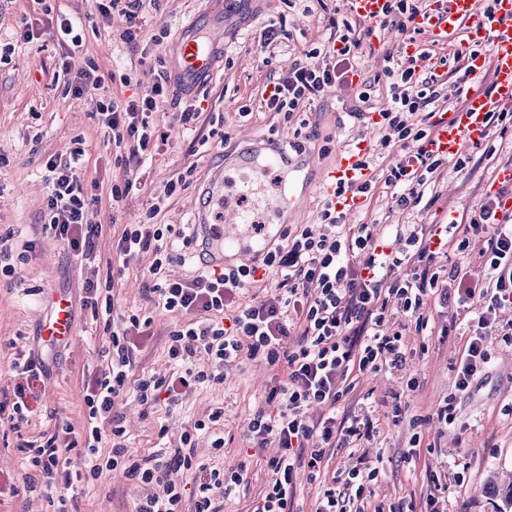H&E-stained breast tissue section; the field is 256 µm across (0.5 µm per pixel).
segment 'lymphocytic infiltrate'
<instances>
[{
  "label": "lymphocytic infiltrate",
  "instance_id": "f902f5d3",
  "mask_svg": "<svg viewBox=\"0 0 512 512\" xmlns=\"http://www.w3.org/2000/svg\"><path fill=\"white\" fill-rule=\"evenodd\" d=\"M343 29L338 42L310 50L313 64H295L287 80L273 83L263 98L268 111L292 119L303 103L355 73L354 62L369 44L373 29L349 22ZM431 62L428 51H403L383 69L391 103L380 112L379 144L400 153L384 183L394 189L395 205L402 211L421 203L429 175L442 165L441 157L425 149L431 128L420 117L431 101L429 81L421 72ZM171 95L162 73L151 96L123 99L102 94L100 120L115 147L128 148L135 156L161 153L167 137L156 114ZM46 168L50 193L43 230L73 255L90 259L103 231L89 219L100 198L74 178L70 162L51 160ZM319 219L316 232L299 225L285 229L282 244L267 251L259 265H230L220 273L204 271L186 281L162 276L166 265L185 259L171 225L147 221L125 227L116 253L127 260L152 252L149 272L157 305L181 317L167 333L173 369L166 376L131 379L139 352L136 339L146 334L151 321L135 313L122 317L110 337L109 364L86 383L81 437H74L72 427L65 425L24 445L26 463L44 485L67 489L96 480L103 470L119 468L143 489L132 512H222L221 499L246 481L247 465L201 464L196 448L205 436L213 450H223V409L189 425L173 456L162 462L129 453L126 430L114 407L130 390L149 407L161 396L176 398L184 388L220 385L233 365L260 359L271 366L286 364L287 373L249 421L247 440L252 449L264 448L271 440L279 448L266 463L270 478L255 512H294L292 487L298 465L317 472L328 450L358 446L376 431L373 419L347 397L355 377L404 367L403 332L389 326L393 306L414 318L419 333L427 329V310L435 301L455 305L465 322L468 334L454 363V389L436 412L445 424H454L458 400L489 368L496 342H512V322L501 323L498 317L503 308H512V211H504L500 197L494 196L464 224H350L328 206ZM477 239L484 246L479 252L482 270L476 274L468 259ZM450 252L457 255V263L442 266V256ZM260 272L282 274L283 296L241 301L243 290ZM289 338L294 341L290 347L285 344ZM107 433L112 449L104 458L98 450ZM75 450L86 459L84 470L68 464ZM172 469L198 473L193 495L167 480ZM343 474L341 485L326 486L316 512H346L347 503L363 499L382 471L347 466Z\"/></svg>",
  "mask_w": 512,
  "mask_h": 512
}]
</instances>
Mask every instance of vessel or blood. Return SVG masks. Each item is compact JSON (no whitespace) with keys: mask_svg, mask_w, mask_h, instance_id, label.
I'll list each match as a JSON object with an SVG mask.
<instances>
[{"mask_svg":"<svg viewBox=\"0 0 512 512\" xmlns=\"http://www.w3.org/2000/svg\"><path fill=\"white\" fill-rule=\"evenodd\" d=\"M386 0H350V9L361 19L375 22L383 12ZM421 28L433 40L441 41L466 31L461 44L466 66L472 75H480L485 67L493 69V88L487 94H472L462 109L451 112L436 125L426 149L440 157H456L463 146L482 142L488 132L487 115L512 106V0H498L495 9L478 15L476 0H436L425 16L419 17ZM227 32L223 23L190 28L179 48L178 85L193 89L206 81L215 66V48L224 43ZM491 45V54H484V45ZM371 151L368 141L360 140L344 147L335 164L323 171L318 184L323 195L337 212L351 215L361 209L364 198L352 191L353 185L372 178L366 165ZM276 169L288 175V201L281 204L264 199L256 182L258 172ZM312 172L309 157H291L276 142L257 146L233 163L223 165L208 181L198 198L190 226L192 248L202 265L223 267L229 258L257 256L259 249L271 247L284 226L281 219L285 207L297 204L304 195ZM237 187L239 196L251 199L254 208L271 213L272 223L256 225L246 210L225 201L223 209L213 210L220 190ZM232 223H225V215ZM52 314L43 327L49 341H64L74 336L70 303L66 296L53 295Z\"/></svg>","mask_w":512,"mask_h":512,"instance_id":"1","label":"vessel or blood"}]
</instances>
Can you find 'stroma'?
Returning <instances> with one entry per match:
<instances>
[{
    "label": "stroma",
    "instance_id": "35a3bbf8",
    "mask_svg": "<svg viewBox=\"0 0 512 512\" xmlns=\"http://www.w3.org/2000/svg\"><path fill=\"white\" fill-rule=\"evenodd\" d=\"M51 5L81 21L80 55L94 64L98 75L107 79L119 70L131 75L129 87L112 85L118 97L149 95L154 83L149 66L155 60L164 61L168 71H176L177 50L189 24L220 18L228 31L211 76L191 93L203 107L193 129L185 128L181 106L166 104L158 120L168 137L167 149L140 163L127 149L112 145L99 125L95 115L98 92L79 99L67 94L71 75L52 37L49 16L37 10L32 0H0V37L16 46L10 61L0 63V237L7 239L14 253L24 256L16 263L14 276L0 278V401L10 404L22 399L29 407L19 426L0 422V512H53L59 499L64 500L66 512H130L140 489L121 473L103 472L98 480L75 491L35 488L21 450L23 442L51 434L56 426L68 423L79 429L84 425L83 384L105 368L110 336L104 322L93 319L83 304L87 282L112 278L114 318L134 311L153 319L149 335L139 340L141 353L132 378L147 372L167 374L165 332L176 318L154 303L150 255L122 262L112 250L113 241L125 225L142 223L161 197L166 203L156 223L187 230L197 188L209 179L221 157L235 156L257 141H291L300 122H307L314 133L304 141V153L315 166H333L342 146L368 133L366 123L347 118V111L355 108L368 113L387 107L389 91L377 77L386 55L397 54L403 37L383 30L372 52L360 60L358 84L337 85L304 104L287 121L264 108L266 85L286 78L294 63L305 61L308 50L335 36V22L352 17L348 0H311L307 5L302 0H234L230 5L225 0H150L133 44L124 38V17L116 14L104 20L96 0H52ZM279 22L290 34L288 41L262 47L261 31ZM417 42L435 56L447 57L462 40L436 42L422 32ZM455 66L448 59L437 69L439 97L428 107L431 121L462 106L463 88L486 87L492 82L487 74L459 83ZM364 83L370 84L371 97L362 102L358 92ZM215 112L224 115L227 142L211 135L210 116ZM78 145L85 153L75 173L84 186H95L102 199L90 215L93 223L103 227L96 259L90 263L77 261L64 245L41 231L50 192L46 163L70 159ZM471 156L462 170L456 160H444L422 204L413 211L397 210L390 190L382 187L361 212L349 216V223L444 224L478 212L497 171L512 152L487 158L478 147ZM190 167L195 173L189 183L176 195H168L169 184ZM127 182L132 183V190L120 204H113V185ZM55 289L71 302L76 334L70 342L50 348L44 345L40 331L49 312L48 297ZM447 323V310L433 309L430 335L406 338L405 372L365 374L356 380L353 395L377 422L378 431L360 448L332 449L320 475H310L306 466H299L295 500L301 512H314L324 486L331 483L341 464L351 460L362 468L384 466L385 474L373 486L369 505L401 501L411 505L413 512H424L427 495L439 484L445 488L441 498L446 512H501V498L485 494L484 487L488 480L512 475V418L504 414L512 405V345L497 343L488 375L475 380L470 395L458 403L456 423L445 425L434 414L454 385L453 365L464 342L460 335L441 336L440 329ZM20 354L42 358L46 375L38 380L21 378L12 368ZM410 373L417 376L419 385L408 397L409 412L426 417L423 436L429 448L409 465L400 456L410 433L407 427L387 424L384 403L401 393ZM283 376V369L247 361L232 368L223 385L183 392L172 406L161 402L148 408L133 395H125L116 411L123 417L128 449L140 457L153 455L162 445H175L187 425L223 408V455H215L205 438L200 439L196 453L218 468L247 461L248 478L225 496L223 512H251L269 479L266 462L278 447L269 442L248 459L241 450L252 413Z\"/></svg>",
    "mask_w": 512,
    "mask_h": 512
}]
</instances>
